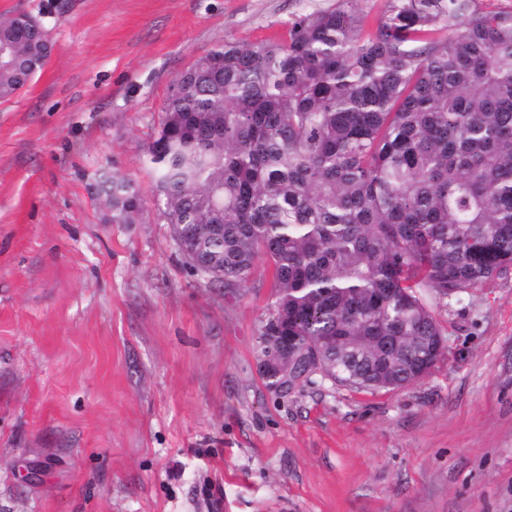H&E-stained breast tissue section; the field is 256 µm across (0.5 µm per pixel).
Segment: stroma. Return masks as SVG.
Here are the masks:
<instances>
[{"label":"stroma","instance_id":"35a3bbf8","mask_svg":"<svg viewBox=\"0 0 512 512\" xmlns=\"http://www.w3.org/2000/svg\"><path fill=\"white\" fill-rule=\"evenodd\" d=\"M335 0H0L43 70L0 100V512H512V271L435 307L446 349L376 393L267 390L272 271L191 276L147 145L172 80ZM130 179L136 224L93 189Z\"/></svg>","mask_w":512,"mask_h":512}]
</instances>
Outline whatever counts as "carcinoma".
<instances>
[{
	"label": "carcinoma",
	"mask_w": 512,
	"mask_h": 512,
	"mask_svg": "<svg viewBox=\"0 0 512 512\" xmlns=\"http://www.w3.org/2000/svg\"><path fill=\"white\" fill-rule=\"evenodd\" d=\"M362 0L303 13L284 37L212 48L172 81L147 145L158 220L234 297L256 262L273 291L259 337L294 336L287 394L321 371L374 393L428 371L431 308L512 270V7ZM0 99L50 52L0 18ZM114 224L132 181L102 177Z\"/></svg>",
	"instance_id": "1"
}]
</instances>
